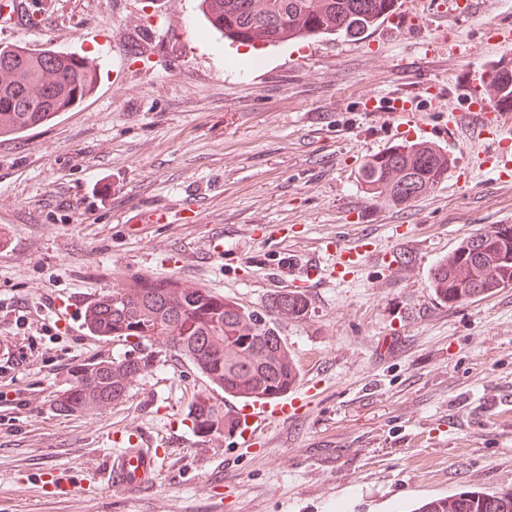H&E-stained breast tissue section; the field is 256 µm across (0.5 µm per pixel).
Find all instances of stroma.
I'll return each mask as SVG.
<instances>
[{
  "mask_svg": "<svg viewBox=\"0 0 512 512\" xmlns=\"http://www.w3.org/2000/svg\"><path fill=\"white\" fill-rule=\"evenodd\" d=\"M7 2L1 44L85 57L98 78L76 109L0 138V299L34 315L0 309L15 348L0 365L16 377L0 379V512H411L512 490V288L451 304L429 277L512 216V183L477 166L490 143L462 135V170L410 207L375 200L359 175L396 143L361 90L414 98L420 126L439 131L427 86L456 91L474 62L512 55L486 35L512 27V0H398L357 40L251 47L204 30L199 0ZM218 230L235 258L208 257ZM358 232L405 261L392 275L367 259L307 288L303 315L273 314L297 387L316 388L259 443L194 431L200 395L233 400L160 340L122 399L57 411L74 366L129 348L87 329L104 294L173 278L262 313L289 289L283 267L330 264ZM141 439L163 454L155 486L129 495L103 465Z\"/></svg>",
  "mask_w": 512,
  "mask_h": 512,
  "instance_id": "1",
  "label": "stroma"
}]
</instances>
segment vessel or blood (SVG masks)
<instances>
[{
	"label": "vessel or blood",
	"mask_w": 512,
	"mask_h": 512,
	"mask_svg": "<svg viewBox=\"0 0 512 512\" xmlns=\"http://www.w3.org/2000/svg\"><path fill=\"white\" fill-rule=\"evenodd\" d=\"M497 67L484 64L477 68L467 89L474 106L467 110L449 112L448 128L459 131L474 128L477 135L500 140L505 130L512 129V81L497 75ZM390 123L401 127V140L406 145L404 158L413 163L415 154L436 147L433 135L420 128L409 100L396 98L388 105ZM480 165L498 177L512 176V147L502 144L497 153L480 158ZM372 254L369 239L359 237L351 244L337 246L333 262L327 268L329 278H342L354 272L365 258ZM311 396L310 387L290 390L275 398L247 402L235 412L239 430L257 434L275 421H284L306 407ZM157 473V456L149 448H127L109 457L104 465L107 482L116 489L136 493L154 485Z\"/></svg>",
	"instance_id": "obj_1"
}]
</instances>
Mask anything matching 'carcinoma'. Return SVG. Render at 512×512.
I'll return each mask as SVG.
<instances>
[{"label":"carcinoma","instance_id":"obj_1","mask_svg":"<svg viewBox=\"0 0 512 512\" xmlns=\"http://www.w3.org/2000/svg\"><path fill=\"white\" fill-rule=\"evenodd\" d=\"M396 0H327L330 17L311 16L310 0H269L262 13L252 0H201V15L224 38L242 45L276 44L305 19L301 37L334 35L360 38L385 19ZM58 54L33 53L0 47V130L8 136L46 125L60 113L80 105L90 90L91 69L83 61L61 76L55 72ZM403 154L388 150L361 166L363 179L375 196L399 205H411L427 185L442 180L437 156L417 154L409 168ZM453 274L430 281L435 294L449 303L512 288V224L493 234L470 237L449 257ZM276 312L299 316L304 301L289 291L271 303ZM87 329L102 338L137 339L133 352L116 360L81 365L75 383L57 400V411L70 414L88 401L107 404L126 395L128 384L153 369L150 342L164 339L175 354L188 361L213 387L245 399L274 397L296 383L298 370L288 347L274 326L238 303L204 288H185L176 279L140 278L135 290L118 288L87 312ZM193 428L208 435L224 428L228 416L215 406L196 403L190 410ZM417 512H512V492L463 490L423 503Z\"/></svg>","mask_w":512,"mask_h":512}]
</instances>
